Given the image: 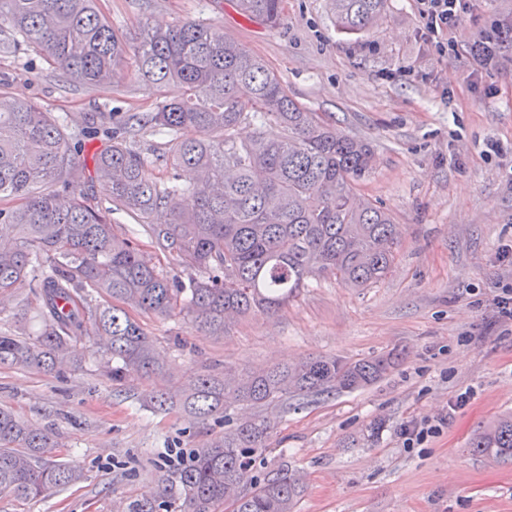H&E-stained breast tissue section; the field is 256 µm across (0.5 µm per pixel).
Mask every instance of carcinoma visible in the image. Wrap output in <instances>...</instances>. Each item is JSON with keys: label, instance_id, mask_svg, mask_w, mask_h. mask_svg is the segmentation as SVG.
Segmentation results:
<instances>
[{"label": "carcinoma", "instance_id": "carcinoma-1", "mask_svg": "<svg viewBox=\"0 0 512 512\" xmlns=\"http://www.w3.org/2000/svg\"><path fill=\"white\" fill-rule=\"evenodd\" d=\"M336 27L351 36L378 25L386 0H330ZM240 12L269 27L282 0H237ZM0 53L39 51L48 65L87 87L110 88L135 75L158 99L155 111L123 116L105 129L108 146L95 174L111 192L101 210L82 191L77 149L65 125L35 102L0 92V301L28 284L40 321L36 334L0 333V367L52 373L70 346L94 345L114 384L159 370L153 341L133 312L184 316L214 336L226 320L274 314L310 279L368 288L389 273L399 225L356 186L372 172L371 145L342 133L298 104L279 78L224 31L193 21L148 25L134 37L112 28L97 0H0ZM475 51L512 60V13L495 17ZM250 120L275 125L237 143ZM192 127L198 137L183 140ZM145 128L171 136L149 160L129 146ZM189 169V189L162 188L148 163ZM165 209L169 220L153 222ZM135 217L177 264L199 276L184 284L156 269L110 215ZM390 355L344 360L309 356L244 375L195 374L174 391L149 394L155 411L173 406L202 421L224 419V433L195 448L172 475V512H295L305 492L283 466L262 474L276 423L262 414L235 421L229 403L288 405L293 396L352 391L389 373ZM43 429L19 424L0 408V496L18 503L75 484L80 472L52 459ZM476 454L512 461V413L489 421L469 441Z\"/></svg>", "mask_w": 512, "mask_h": 512}]
</instances>
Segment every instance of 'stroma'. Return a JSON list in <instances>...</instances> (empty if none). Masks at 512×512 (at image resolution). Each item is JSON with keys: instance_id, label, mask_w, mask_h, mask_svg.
Wrapping results in <instances>:
<instances>
[{"instance_id": "35a3bbf8", "label": "stroma", "mask_w": 512, "mask_h": 512, "mask_svg": "<svg viewBox=\"0 0 512 512\" xmlns=\"http://www.w3.org/2000/svg\"><path fill=\"white\" fill-rule=\"evenodd\" d=\"M114 28L194 20L224 30L261 58L302 106L372 144L376 170L358 191L400 224L388 276L370 288L310 281L267 316L235 318L226 336L190 319L139 314L160 374L112 384L74 344L61 373L0 368V407L51 431L55 455L81 480L0 512H166L171 449L192 450L222 425L145 400L203 371H259L309 355L358 360L400 354L376 384L353 392L292 397L266 408L276 422L266 464H286L307 490L297 512H512V462L473 454L472 435L512 411V317L500 298L512 287V63L489 65L473 51L512 0H479L438 52L419 34L416 0H387L363 38L340 33L329 0H283L271 28L240 13L236 0H99ZM0 92L66 117L79 135V162L94 204L110 205L94 173L107 144L79 134L87 119L150 112L156 98L133 76L111 90L70 81L24 49L0 56ZM435 430L416 447L404 429Z\"/></svg>"}]
</instances>
